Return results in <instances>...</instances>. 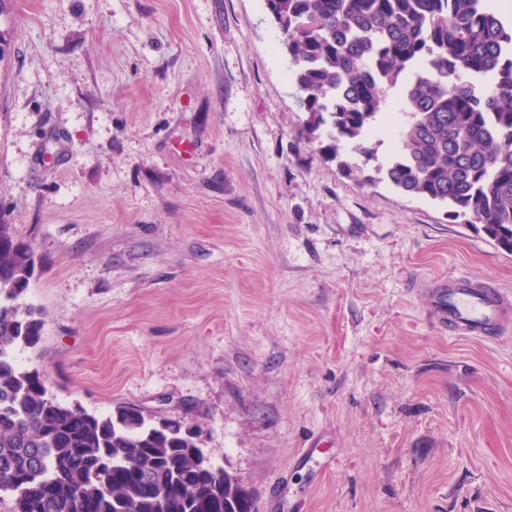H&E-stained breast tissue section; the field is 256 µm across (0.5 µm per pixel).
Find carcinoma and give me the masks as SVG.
<instances>
[{"instance_id": "carcinoma-1", "label": "carcinoma", "mask_w": 512, "mask_h": 512, "mask_svg": "<svg viewBox=\"0 0 512 512\" xmlns=\"http://www.w3.org/2000/svg\"><path fill=\"white\" fill-rule=\"evenodd\" d=\"M309 136L327 130L332 159L350 142L376 159L386 92L405 115L397 148L363 181L443 204L512 250V22L489 0H265ZM40 262L0 223V496L13 512H252L193 427L120 405L91 414L50 394L20 347L41 313L19 299Z\"/></svg>"}]
</instances>
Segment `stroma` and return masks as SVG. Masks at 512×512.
I'll use <instances>...</instances> for the list:
<instances>
[{"mask_svg": "<svg viewBox=\"0 0 512 512\" xmlns=\"http://www.w3.org/2000/svg\"><path fill=\"white\" fill-rule=\"evenodd\" d=\"M0 34L17 357L58 401L198 427L253 512H512V330L428 314L451 275L512 292V252L308 138L264 0H0Z\"/></svg>", "mask_w": 512, "mask_h": 512, "instance_id": "obj_1", "label": "stroma"}]
</instances>
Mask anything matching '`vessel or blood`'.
<instances>
[{"mask_svg":"<svg viewBox=\"0 0 512 512\" xmlns=\"http://www.w3.org/2000/svg\"><path fill=\"white\" fill-rule=\"evenodd\" d=\"M431 307L434 321L456 336L490 339L512 327V294L490 282L440 280Z\"/></svg>","mask_w":512,"mask_h":512,"instance_id":"b4317fda","label":"vessel or blood"}]
</instances>
